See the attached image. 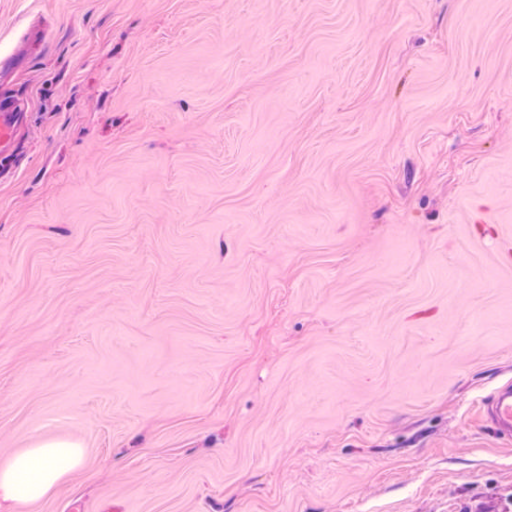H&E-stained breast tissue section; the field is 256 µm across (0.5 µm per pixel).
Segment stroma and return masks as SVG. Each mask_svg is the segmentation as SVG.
Returning <instances> with one entry per match:
<instances>
[{"mask_svg": "<svg viewBox=\"0 0 512 512\" xmlns=\"http://www.w3.org/2000/svg\"><path fill=\"white\" fill-rule=\"evenodd\" d=\"M7 512H503L512 0H0ZM482 416L492 421L495 432L506 441L512 439V383L506 382L497 387L483 402ZM81 460L74 443L41 440L0 465V508L4 503L34 501L57 484Z\"/></svg>", "mask_w": 512, "mask_h": 512, "instance_id": "obj_1", "label": "stroma"}]
</instances>
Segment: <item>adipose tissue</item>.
<instances>
[{
    "label": "adipose tissue",
    "mask_w": 512,
    "mask_h": 512,
    "mask_svg": "<svg viewBox=\"0 0 512 512\" xmlns=\"http://www.w3.org/2000/svg\"><path fill=\"white\" fill-rule=\"evenodd\" d=\"M81 460L76 444L41 440L0 463V505L34 501L57 484Z\"/></svg>",
    "instance_id": "1"
}]
</instances>
